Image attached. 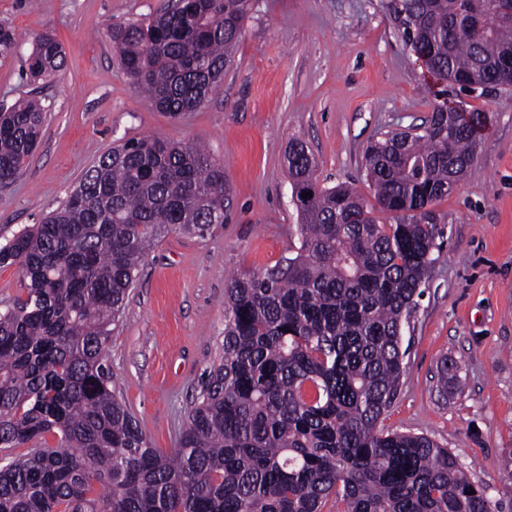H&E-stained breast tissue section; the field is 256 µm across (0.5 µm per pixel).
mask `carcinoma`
Instances as JSON below:
<instances>
[{
	"label": "carcinoma",
	"mask_w": 512,
	"mask_h": 512,
	"mask_svg": "<svg viewBox=\"0 0 512 512\" xmlns=\"http://www.w3.org/2000/svg\"><path fill=\"white\" fill-rule=\"evenodd\" d=\"M389 8L432 96L462 82L512 87V0ZM251 10L252 0L176 2L114 26L113 47L148 101L178 116L219 88ZM27 65L41 79L65 58L45 34ZM45 111L35 98L0 107L1 185L34 152ZM481 120L444 100L421 124L378 133L363 153L373 205L350 185L320 184L306 143H290L296 255L225 283L224 357L169 453L117 396L105 350L155 242L226 221L224 169L160 136L102 154L57 209L0 246V265L27 280L26 297L0 311V447L30 446L0 466V512H322L332 496L342 512H492L450 449L377 429L399 388L404 324L442 248L431 204L471 167Z\"/></svg>",
	"instance_id": "obj_1"
}]
</instances>
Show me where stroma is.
<instances>
[{"label":"stroma","instance_id":"1","mask_svg":"<svg viewBox=\"0 0 512 512\" xmlns=\"http://www.w3.org/2000/svg\"><path fill=\"white\" fill-rule=\"evenodd\" d=\"M168 2L0 0V24L16 38L0 56V105L37 96L49 107L38 147L0 187V237L38 223L99 156L132 138L203 145L224 169L229 221L202 238H160L107 348L120 400L163 452L177 447L223 354L226 279L272 267L298 245L290 141L306 142L321 184L346 182L368 199L367 143L420 123L436 104L388 0H254L220 88L195 111H157L123 71L109 34ZM43 33L61 43L66 68L34 81L24 60ZM447 98L487 122L473 165L432 205L443 246L404 331L398 395L379 426L451 448L486 486L493 512H512V486L499 472L512 456V88L479 95L452 86Z\"/></svg>","mask_w":512,"mask_h":512}]
</instances>
